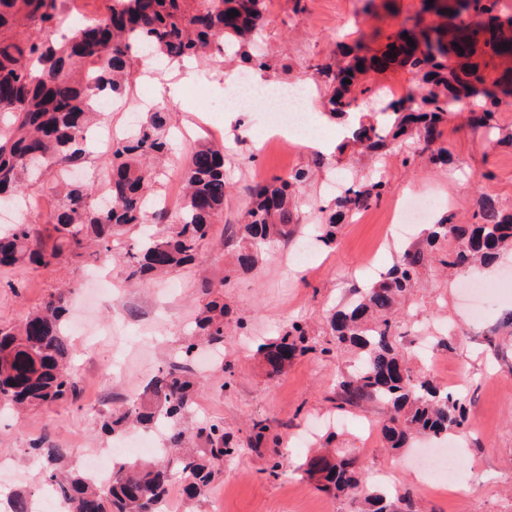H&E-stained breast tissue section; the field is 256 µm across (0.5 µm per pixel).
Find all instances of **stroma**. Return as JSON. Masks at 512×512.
Returning a JSON list of instances; mask_svg holds the SVG:
<instances>
[{
  "label": "stroma",
  "mask_w": 512,
  "mask_h": 512,
  "mask_svg": "<svg viewBox=\"0 0 512 512\" xmlns=\"http://www.w3.org/2000/svg\"><path fill=\"white\" fill-rule=\"evenodd\" d=\"M262 46L272 57L269 78L284 86L304 85L313 108L321 113L319 145L292 152L256 154V135L265 127L262 112L244 107L226 121L216 106L224 98L226 81L241 68L238 57L223 62L194 64L195 77L178 100L167 97L164 79L133 77L122 108L100 116L104 125L122 129L147 116L146 104L165 101L176 138L177 156H185L198 142L219 133L224 140V178L229 192L224 216L199 251L198 270L172 273L150 286H134L124 263L111 261L112 276L121 295L116 303L95 300L89 281L91 263L40 268L24 264L0 268V325L20 321L39 307L56 288L73 284L71 321L80 332H69L78 391L73 400L33 415L0 413V459L10 470L0 475V498L20 489L48 497L41 481L42 462L28 453L36 437L48 433L67 450V461L83 469L88 454L104 453L111 441L98 425L102 413L119 408L142 391L157 367L191 336L201 297L200 276L220 281L224 255L233 249L232 235L249 204L248 189L256 179L271 181L299 168H310L315 178L296 194L297 240H305L317 222L318 207H332L327 189L337 173L367 182L380 174L390 190L384 201L340 223L333 247L313 250L311 267H291L286 247L277 244L261 253L250 270L237 273L224 291L226 319L244 323L247 335H233L224 352L198 367L202 379L193 412L198 419H219L234 439L244 442L253 425L265 422L288 441L289 457L277 475L265 449L247 448L227 458L205 496L190 500L180 477L171 481L175 512H360L359 501L317 489L303 465L317 446L314 423L335 421L336 445L351 449L367 476L389 471L395 486L413 491L414 512H512V291L489 293L481 323H474L460 307L459 292L466 273L443 275L435 267L425 271L422 288L406 303L407 360L415 374L429 377L442 388L458 390L471 407L470 425L455 434L460 447L457 466L472 477L464 489L437 493L422 486L401 460L410 450L389 451L382 436V408L369 404L338 412L334 386L338 370L347 369L352 352L328 358L313 352L297 357L279 377H269L256 352L259 340L277 336L288 323H305L319 345L332 340L327 317L348 301L355 287L366 285L359 271L373 253H380L384 268H391L404 246L388 238L385 223L396 199L407 190L452 204L451 212L464 221L486 198L512 210V145L493 144L490 135L473 127L468 115L481 112V96L465 100V110L444 125L442 140L451 165L408 166L404 151L378 154L341 151L344 129L340 120L327 118L326 88L315 72L321 64H344V45L365 39L379 48L388 35L401 29L420 0H376L364 12V0H266ZM370 84L381 91L376 107L358 99L357 112L370 119L374 110L407 95L413 85L405 68L370 73ZM444 339L435 359L419 355L422 339Z\"/></svg>",
  "instance_id": "35a3bbf8"
}]
</instances>
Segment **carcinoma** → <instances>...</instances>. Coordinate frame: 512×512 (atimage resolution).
<instances>
[{
	"mask_svg": "<svg viewBox=\"0 0 512 512\" xmlns=\"http://www.w3.org/2000/svg\"><path fill=\"white\" fill-rule=\"evenodd\" d=\"M71 0H0V205L14 203L29 183L44 176L64 184L56 206L42 223L25 221L0 227V267L31 263L44 268L77 264L98 254H112L114 238L127 235L136 252L130 254L127 278L149 283L195 263L201 244L224 210L228 185L224 180V149L203 141L178 162L181 202L174 214L147 215L148 195L162 194L159 177L149 170L169 160L170 136L165 107L148 113L128 137L112 143L96 171L82 185L66 183L69 169L86 162L89 131L99 116V102L127 94L133 67L144 45L168 62L210 60L228 49L252 68L267 71L266 55L253 51L264 20L265 0H105L103 9L75 21ZM501 0H421L420 11L408 18L401 34L384 48L372 51L362 43L347 50L360 57V73L382 71L393 65L422 74L421 92L409 105L395 101L379 123L359 122L352 142L369 151L415 146L405 157L413 164L422 157L434 164L448 162V148L440 144L441 126L471 94H480L487 106L474 122L489 131L497 129L495 112L500 95L512 84V69L505 68L489 81L486 61L448 62V28L435 23L449 17L465 23V16L498 9ZM238 15L229 17V12ZM462 37L454 47L458 57L474 55L479 33H486L481 56L491 61L512 56V38L502 25L483 30L458 27ZM414 45H408V40ZM346 67L320 65L316 73L331 88L329 116L348 117L359 97L377 90L353 76L344 82ZM310 173L298 169L288 178L276 177L254 189L239 225V267L250 266L268 247L288 241L296 231L294 187ZM106 182L111 205L95 203L97 183ZM388 184L378 178L367 185L350 183L336 195L334 209L319 225V241L336 242L338 221L358 209L379 204ZM512 246V211L494 200L479 205L468 224H458L450 214L430 225L423 240L404 249L399 261L357 297L329 318L336 347L355 350L354 370L336 378L338 408H359L367 402L386 407L384 439L392 449L405 448L418 436L448 437L469 418L466 402L439 389L428 378L413 373L401 346L400 300L419 284L420 271L435 261L444 269L473 268L493 262ZM233 283L229 271L219 283L201 280L200 288L211 300L195 318L197 336L176 350L170 361L150 379L143 392L121 409L102 414L101 430L121 436L128 427L150 430L167 427L163 454L138 461L119 459L112 464V483L97 485L84 471L64 470L66 451L49 436L34 440L31 451L44 463L45 481L66 503V512H163L169 497L171 475L188 482L194 496L206 493L224 456L234 452L220 420L183 425L193 407L199 382L192 366L202 344L224 346V303L215 294ZM59 288L41 307L28 312L21 323L0 326V404L18 410H35L64 401L77 389V374L69 363L70 344L65 331L68 294ZM330 355V347L317 348L304 325L294 321L277 339L260 346L263 359L278 373V356L295 357L311 351ZM254 442L269 439L277 473L283 456L282 435L258 422ZM307 473L326 492L360 499L364 512H387L391 502L402 512H413L408 489L396 495L365 480L357 456L346 448L332 458L311 459ZM33 495L27 491L8 499L9 512H33Z\"/></svg>",
	"mask_w": 512,
	"mask_h": 512,
	"instance_id": "cac0c4a2",
	"label": "carcinoma"
}]
</instances>
